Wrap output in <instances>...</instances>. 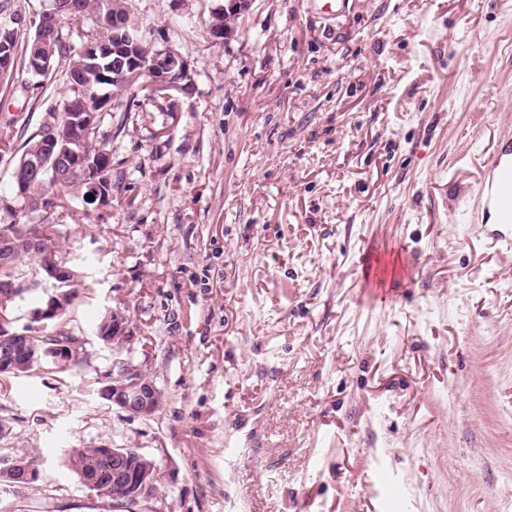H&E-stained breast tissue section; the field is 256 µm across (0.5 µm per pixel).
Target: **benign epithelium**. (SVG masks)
Instances as JSON below:
<instances>
[{"label": "benign epithelium", "mask_w": 512, "mask_h": 512, "mask_svg": "<svg viewBox=\"0 0 512 512\" xmlns=\"http://www.w3.org/2000/svg\"><path fill=\"white\" fill-rule=\"evenodd\" d=\"M251 0H224L213 7L224 15V26L209 28L211 43L217 45L229 38L235 30V21L250 8ZM48 14L39 21L30 22L40 35L36 50L29 61V71L35 76L47 75L44 54L53 51V38L48 33ZM113 39L110 41H87L80 47V54L89 60L112 59V72L121 80V87L128 89L141 78H146L142 88L147 98L153 99L158 90L175 89L180 92L193 90V76L187 60L170 46L155 48L148 44L134 20L123 13L112 14ZM86 73L76 71L71 75L77 94L66 101L70 113L68 123L53 121V115L45 114L38 132L39 140L34 147L25 150L14 167L12 177L17 184L16 196L24 199L31 212H46L50 207L41 197L27 195L28 181H33L49 173L50 167L60 161L68 163L80 176L78 188L83 195L94 196L93 202L101 206L109 201L110 195L101 186V178L109 173L111 165L107 157H92L86 154L84 145L97 134L98 111L92 109L83 95ZM51 250L49 236L44 233V222L24 226L22 232L0 233V264H12L23 254L41 253ZM79 273L64 261L53 260L41 267L42 286L50 285L55 291L47 294L43 306L33 311V320L41 322L58 316L66 307L69 292L63 290L77 279ZM12 320L0 314V373H18L24 361L32 357L31 335L11 328ZM131 333L126 316L114 313L97 331L98 336L116 349L128 342L126 335ZM83 341L74 336L62 339L44 350V355L58 363H74L81 359ZM103 394L134 417L150 416L159 408L161 391L156 385L142 376L138 369L129 363L119 361L112 373V382L104 388ZM39 477V469L29 463L14 461L0 467V480L15 483H30ZM160 480L156 464L142 465L134 471L120 470L112 473V485L98 490L101 495L122 492L139 501Z\"/></svg>", "instance_id": "benign-epithelium-1"}]
</instances>
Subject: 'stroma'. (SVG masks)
Returning <instances> with one entry per match:
<instances>
[{
	"mask_svg": "<svg viewBox=\"0 0 512 512\" xmlns=\"http://www.w3.org/2000/svg\"><path fill=\"white\" fill-rule=\"evenodd\" d=\"M215 4L126 0L194 90L125 93L109 204L45 217L84 275L49 327L83 357L0 375V464L41 462L0 512H117L67 467L104 446L160 467L134 512H512V250L455 217L512 133V0H251L213 47ZM60 89L17 69L0 115L36 130ZM12 170L0 230L31 221ZM119 359L153 415L101 397ZM130 333L132 332L127 317L119 313L109 315L106 323L97 331L98 336L104 342L112 344V347L116 349L125 346L130 338L124 339V337ZM129 336H132V334Z\"/></svg>",
	"mask_w": 512,
	"mask_h": 512,
	"instance_id": "obj_1",
	"label": "stroma"
}]
</instances>
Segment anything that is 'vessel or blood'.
<instances>
[{"label":"vessel or blood","mask_w":512,"mask_h":512,"mask_svg":"<svg viewBox=\"0 0 512 512\" xmlns=\"http://www.w3.org/2000/svg\"><path fill=\"white\" fill-rule=\"evenodd\" d=\"M483 177L468 212L496 246L512 248V134L498 138L482 160Z\"/></svg>","instance_id":"b4317fda"}]
</instances>
